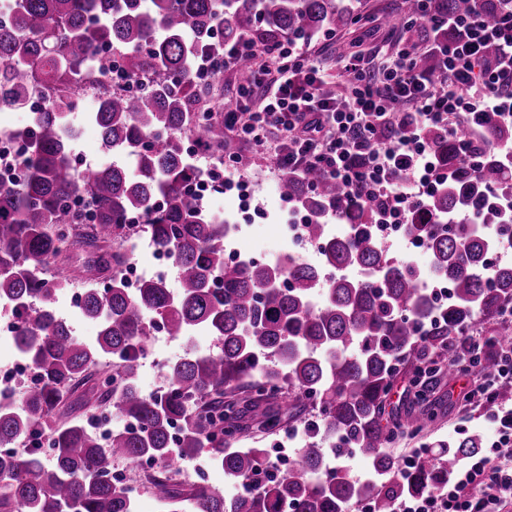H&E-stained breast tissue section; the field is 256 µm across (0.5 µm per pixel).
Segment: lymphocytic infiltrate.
Listing matches in <instances>:
<instances>
[{
	"label": "lymphocytic infiltrate",
	"mask_w": 512,
	"mask_h": 512,
	"mask_svg": "<svg viewBox=\"0 0 512 512\" xmlns=\"http://www.w3.org/2000/svg\"><path fill=\"white\" fill-rule=\"evenodd\" d=\"M495 21L480 11L455 21L459 37L435 44L436 72L421 71L409 44L380 69L360 57L341 59L345 100L325 91L319 63L287 34L275 44L256 34L224 43L202 65L238 70L251 78L236 90L238 105L221 118L226 134L272 143L279 175L318 172L369 204L379 223L408 224L417 204L447 180L428 131L456 143V161L478 172L487 147L475 139L485 121L512 126V0H500ZM472 130L459 138L460 126ZM490 449L470 455L447 485L423 491L431 512H512V407H501Z\"/></svg>",
	"instance_id": "obj_1"
}]
</instances>
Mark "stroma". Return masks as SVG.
Segmentation results:
<instances>
[{
  "label": "stroma",
  "mask_w": 512,
  "mask_h": 512,
  "mask_svg": "<svg viewBox=\"0 0 512 512\" xmlns=\"http://www.w3.org/2000/svg\"><path fill=\"white\" fill-rule=\"evenodd\" d=\"M383 0H361L363 19L345 31L321 34L307 40L308 54L317 59L328 82L343 86L336 59L339 54L350 53L364 57L373 66H381L394 52V43L400 37V30H389L384 26L379 11ZM95 101L86 97L80 100L73 124L76 128L75 154L85 167H98L111 163L112 157L101 147L100 130L85 114L93 109ZM228 149L238 152L246 168L245 182L259 197L268 201L270 208L278 206V172L269 146L246 144L236 137L226 139ZM289 217L277 213L264 224L242 227L238 238L240 248L250 255L266 259L283 250L286 244L285 226ZM217 342L206 333H196L192 339L175 338L165 333L152 334L147 351L139 361L136 383L143 393H150L162 383L160 368L182 358L190 348L215 349ZM432 398L441 404V411L432 430L419 434L396 435L391 451L395 458L403 460L418 448H436L442 441L457 440L468 435L480 434L483 440H490L493 426L482 415L479 408H463L460 387L456 379L439 376Z\"/></svg>",
  "instance_id": "1"
}]
</instances>
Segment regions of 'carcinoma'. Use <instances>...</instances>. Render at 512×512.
Returning <instances> with one entry per match:
<instances>
[{
    "label": "carcinoma",
    "instance_id": "cac0c4a2",
    "mask_svg": "<svg viewBox=\"0 0 512 512\" xmlns=\"http://www.w3.org/2000/svg\"><path fill=\"white\" fill-rule=\"evenodd\" d=\"M474 9L490 18L499 0H399L383 16L405 20L419 67L434 72L432 34ZM359 15V0H9L0 20V110L25 105L38 87L51 94L27 127L26 179L0 182V300L10 303L14 343L37 373L35 383L0 399V512H136L132 490L112 482V470L123 461L137 473L144 459L156 462L140 481L160 512H280L285 503L294 512H351L361 502L391 512L397 500L447 482L460 459L481 447L480 435L467 436L399 473L386 451L392 432L383 423L384 397L411 359L431 377L456 373L467 358L459 332L512 303V264L487 269L490 253L512 239V221L482 199L486 187L512 180L496 152L478 176L452 166L448 183L423 202L426 220L406 226L425 244V270L388 259L372 209L315 171L283 177L280 192L310 216L305 234L317 246V264L247 254L225 262L228 224L183 191L202 175L179 137L189 113L209 111L193 74L214 30L226 41L257 30L270 43L286 33L341 31ZM104 48L112 57L100 56ZM116 68L148 79L146 91L109 89L104 78ZM88 89L97 100L85 117L100 128L112 164L76 177L69 131ZM191 132L224 150L223 123L205 118ZM483 136L510 144L512 127L491 119ZM429 141L441 159L453 156L447 136L432 131ZM79 192L96 223L67 239L63 226L76 220L68 201ZM159 196L161 211L153 207ZM461 210L471 222L456 220ZM133 217L142 230L129 223ZM141 231L173 258L177 295L152 276L134 293L121 275L103 277L108 260L99 245L133 250ZM85 245L95 248L79 267L87 284L81 313L100 326L92 342L78 340L52 307L71 281L67 261ZM216 280L223 287H213ZM430 280L452 286L441 310ZM157 318L173 337L208 333L217 350L166 366L163 390L146 395L135 379ZM493 391L496 404H512L511 381ZM309 407L316 420L296 465L252 491L266 449L233 448L226 438L252 423L275 432ZM101 409L138 428H114L102 443L92 426ZM436 418L429 406L412 407L396 426L421 432ZM177 423L182 434L173 444ZM19 442L28 448L17 451ZM343 451L360 456L368 475L351 479L336 463ZM200 455L238 491L184 482L185 463Z\"/></svg>",
    "mask_w": 512,
    "mask_h": 512
}]
</instances>
